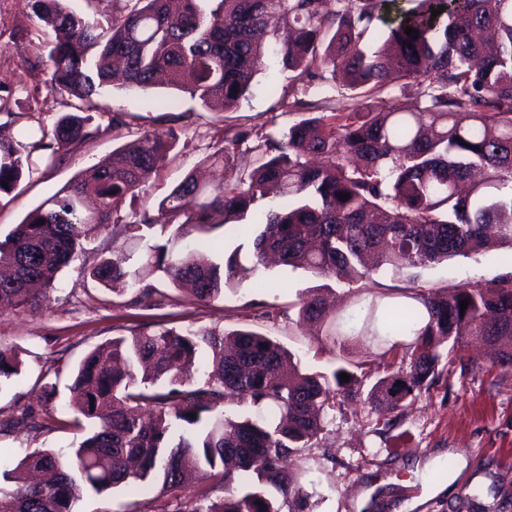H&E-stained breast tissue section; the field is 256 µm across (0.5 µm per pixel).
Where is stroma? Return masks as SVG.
<instances>
[{"label": "stroma", "mask_w": 512, "mask_h": 512, "mask_svg": "<svg viewBox=\"0 0 512 512\" xmlns=\"http://www.w3.org/2000/svg\"><path fill=\"white\" fill-rule=\"evenodd\" d=\"M43 33L27 17L20 0H0V90L25 100L26 90L40 85L34 112L11 128L16 139L29 142L39 125L53 124L67 112V99L49 88V74L26 63L43 55ZM289 79L267 58L255 78L248 101L232 112H218L169 87L132 91L115 85L98 97L94 124L103 133L72 151L63 161L40 163L12 194L0 197V239L26 214L62 189L116 147L141 132L158 128L162 106L191 110L189 124L177 128L168 159L147 179L137 202L122 207L123 223L139 222L143 213H156L158 203L207 156L224 146L226 130L244 131L248 140L235 150V165L224 172L234 179L255 159L250 146L264 136H278L295 120L288 111ZM112 111L130 113L129 126L108 129ZM112 253V234L104 232L79 260L64 269L50 295L47 310L0 313V346L12 348L23 362L19 376L0 384V474L11 470L37 448H59L80 440L67 427L64 406L72 371L97 346L115 336L147 328L190 324L225 330L251 328L268 334L299 359L310 373H327L336 356L322 337L298 321L302 294L319 286L317 278L300 270L272 266L259 269L265 290L242 281L226 290L223 299L207 303L190 299L159 276L149 281L158 293L138 301L135 293H112L86 278V269ZM512 272V264L492 256L456 258L422 271L421 285L443 288L471 279H492ZM54 389L45 429L31 433L8 427L10 418L29 406L40 407L46 389ZM398 446L386 443L382 417L369 406L337 398L312 447L290 457L288 465L305 471L310 512H512V369L492 365L478 344L462 348L454 362L426 391L404 401L396 411ZM464 468H457V459ZM481 488L472 501L466 489ZM172 496L157 488L130 485L122 491L87 496L78 512H173Z\"/></svg>", "instance_id": "stroma-1"}]
</instances>
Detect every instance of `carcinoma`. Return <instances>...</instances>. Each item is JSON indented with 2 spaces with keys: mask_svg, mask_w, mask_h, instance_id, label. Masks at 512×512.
<instances>
[{
  "mask_svg": "<svg viewBox=\"0 0 512 512\" xmlns=\"http://www.w3.org/2000/svg\"><path fill=\"white\" fill-rule=\"evenodd\" d=\"M26 2L45 35L37 66L71 111L39 125L33 142L0 138V194L37 160L54 164L99 136L85 111L111 85V59L130 88H151L163 74L172 88L228 112L273 53L301 94L292 102L297 111L309 106L303 96L314 86L348 100L265 137L253 148L256 166L234 184L206 187L186 175L158 204L167 237L147 245L134 267L118 238H144L154 219L122 225L112 256L89 269L92 280L148 297L154 288L146 278L159 272L210 302L274 253L284 266L350 289L379 271L412 286L402 289V302L372 295L358 330L344 329L318 290L301 297L299 320L339 350L328 374L305 372L252 329L188 326L112 338L84 358L69 388L66 409L87 422L84 437L30 452L5 472L11 486L0 487V512H76L84 495L132 482L174 494L189 472L203 473L210 488L177 512H282L284 503L288 512H307L303 474L283 460L318 439L336 396L391 414L430 389L442 360L470 337L512 367L511 273L444 292L416 284L419 271L444 261L512 252V0H406L412 7L393 18L388 6L397 0H182L177 11L169 0H123L105 24L95 18L102 0H85L83 13L67 0ZM440 6L444 12L432 16ZM409 27L416 33L407 35ZM398 81L419 87L414 105L393 96L377 112L358 102L392 93ZM17 105L0 95V129L21 118ZM174 139L171 127L146 131L31 210L0 241V265L13 271L0 277V301L43 309L63 268L139 196ZM240 139L239 132L225 137L228 145L208 161L228 163ZM228 226L249 239L251 266L238 251L221 264L196 262L195 248ZM351 336L376 339L386 346L381 356L406 367L394 372L387 361L367 383L346 356ZM21 366L15 351L0 347V381ZM232 402L249 404V414L227 415ZM13 425L44 427L31 408Z\"/></svg>",
  "mask_w": 512,
  "mask_h": 512,
  "instance_id": "cac0c4a2",
  "label": "carcinoma"
}]
</instances>
